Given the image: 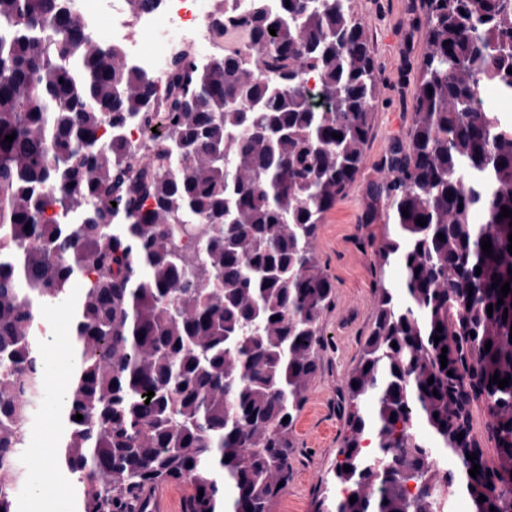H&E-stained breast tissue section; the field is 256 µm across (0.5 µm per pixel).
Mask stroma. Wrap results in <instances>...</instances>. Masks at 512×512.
<instances>
[{
	"label": "stroma",
	"mask_w": 512,
	"mask_h": 512,
	"mask_svg": "<svg viewBox=\"0 0 512 512\" xmlns=\"http://www.w3.org/2000/svg\"><path fill=\"white\" fill-rule=\"evenodd\" d=\"M352 6L372 36L381 76L379 100L364 163L346 196L327 213L315 240L316 256L335 285L334 301L321 319L326 369L312 382L295 423L292 473L276 512H312L346 433L336 394L360 358L373 318L376 282L382 279L394 286L401 279L397 267L383 268L378 262L376 249L387 232L388 206L373 198L372 188L384 177L380 164L392 141L404 138L411 123L424 37L413 22L419 0H352ZM370 209L376 219L368 224L363 216ZM44 317L51 329L47 348L62 351L49 375L67 378L73 370L64 354L70 346L69 326L60 308H48Z\"/></svg>",
	"instance_id": "stroma-1"
}]
</instances>
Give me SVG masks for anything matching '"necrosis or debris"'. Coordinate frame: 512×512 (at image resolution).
Here are the masks:
<instances>
[{
	"instance_id": "4bbe7bcc",
	"label": "necrosis or debris",
	"mask_w": 512,
	"mask_h": 512,
	"mask_svg": "<svg viewBox=\"0 0 512 512\" xmlns=\"http://www.w3.org/2000/svg\"><path fill=\"white\" fill-rule=\"evenodd\" d=\"M122 0H80L81 20L103 38L123 47L128 60L147 72L161 75L175 49L193 45L208 55L218 13L208 0H161L157 9L128 23Z\"/></svg>"
}]
</instances>
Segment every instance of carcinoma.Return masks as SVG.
<instances>
[{"mask_svg":"<svg viewBox=\"0 0 512 512\" xmlns=\"http://www.w3.org/2000/svg\"><path fill=\"white\" fill-rule=\"evenodd\" d=\"M71 6L0 0V512H19L47 392L40 317L76 281L54 465L81 512H151L165 482L187 487L183 512H275L335 294L314 242L373 131L369 31L350 0H254L223 17L244 48L199 65L184 47L157 77L87 40ZM416 22L412 125L375 184L392 220L377 255L402 292L376 288L338 399L336 494L313 512H446L458 484L471 512H512V381L492 382L512 377V121L477 95L512 98V0H419Z\"/></svg>","mask_w":512,"mask_h":512,"instance_id":"carcinoma-1","label":"carcinoma"}]
</instances>
